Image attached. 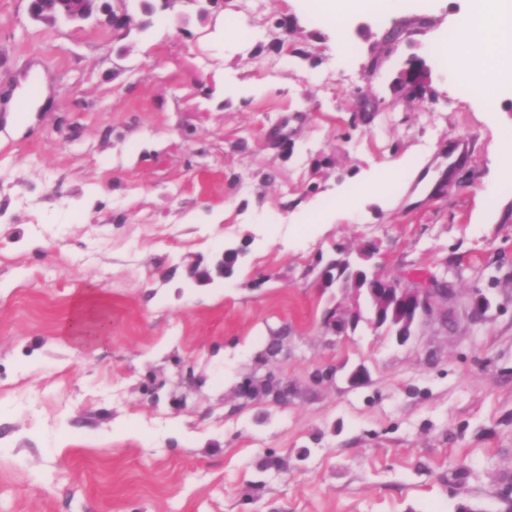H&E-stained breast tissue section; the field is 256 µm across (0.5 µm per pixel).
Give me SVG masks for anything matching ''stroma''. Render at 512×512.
I'll return each instance as SVG.
<instances>
[{"label":"stroma","mask_w":512,"mask_h":512,"mask_svg":"<svg viewBox=\"0 0 512 512\" xmlns=\"http://www.w3.org/2000/svg\"><path fill=\"white\" fill-rule=\"evenodd\" d=\"M472 7L339 28L305 0H175L121 37L0 0V512H512V90L469 95L434 51ZM389 164L387 199L348 201ZM371 243L453 290L408 344L322 326L355 295L318 256ZM227 247L230 278L187 279ZM90 290L112 327L79 339ZM277 372L287 403L237 396ZM427 78L428 72L424 62L417 61L399 73L396 83L408 93H421Z\"/></svg>","instance_id":"35a3bbf8"}]
</instances>
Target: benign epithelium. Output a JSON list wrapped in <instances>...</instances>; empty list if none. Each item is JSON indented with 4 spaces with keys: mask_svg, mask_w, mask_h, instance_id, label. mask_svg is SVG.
I'll use <instances>...</instances> for the list:
<instances>
[{
    "mask_svg": "<svg viewBox=\"0 0 512 512\" xmlns=\"http://www.w3.org/2000/svg\"><path fill=\"white\" fill-rule=\"evenodd\" d=\"M30 14L36 20L49 22H82L101 17L103 23L115 33L125 27L127 20L125 12L114 6V0H30ZM427 78L424 62L417 61L399 73L396 83L408 93H421ZM238 256L237 251H225L216 264L215 274L208 273L200 279H194V282L205 284L215 275L229 277ZM357 292L364 295L366 302H375V307L368 308L375 325H381L385 311L400 320L395 329V340L404 345L412 337L414 328L434 313L435 301L448 299L451 288L432 271L409 270L401 278H387L380 273H373L367 280V287L359 288ZM360 317L358 309L348 317L335 309H329L323 315L322 324L327 331L334 333L348 321Z\"/></svg>",
    "mask_w": 512,
    "mask_h": 512,
    "instance_id": "7a95c632",
    "label": "benign epithelium"
}]
</instances>
